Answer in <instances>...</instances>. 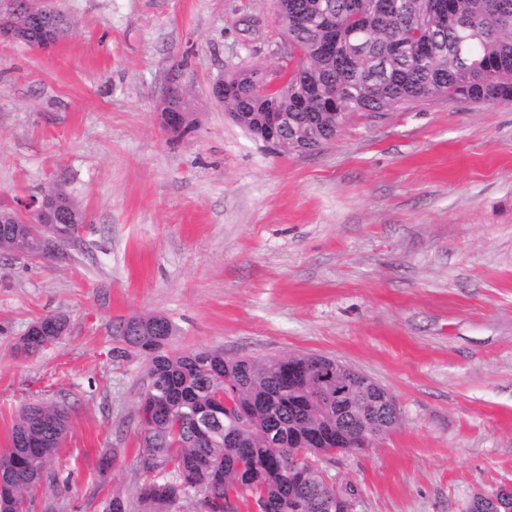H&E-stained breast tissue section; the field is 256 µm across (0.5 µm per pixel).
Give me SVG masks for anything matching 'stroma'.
Wrapping results in <instances>:
<instances>
[{
	"label": "stroma",
	"instance_id": "1",
	"mask_svg": "<svg viewBox=\"0 0 512 512\" xmlns=\"http://www.w3.org/2000/svg\"><path fill=\"white\" fill-rule=\"evenodd\" d=\"M72 33L0 40V203L52 188L85 209L73 259L0 251V451L20 409L67 406L34 512L135 500L145 361L115 322L162 314L169 348L337 359L389 390L399 424L322 461L357 512H465L512 481V104L441 97L352 114L309 154L281 153L210 95L228 73L276 80V0H53ZM193 114L160 117L172 75ZM60 315L63 340L20 336ZM35 322L41 325V328L37 327V329L40 332L42 329L48 336H22L16 348L27 355H35L42 351L46 340L51 341V344L58 343L68 328L67 319L61 316H46ZM40 332H38L39 335H41Z\"/></svg>",
	"mask_w": 512,
	"mask_h": 512
}]
</instances>
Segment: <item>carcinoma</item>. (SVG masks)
I'll use <instances>...</instances> for the list:
<instances>
[{"instance_id": "obj_1", "label": "carcinoma", "mask_w": 512, "mask_h": 512, "mask_svg": "<svg viewBox=\"0 0 512 512\" xmlns=\"http://www.w3.org/2000/svg\"><path fill=\"white\" fill-rule=\"evenodd\" d=\"M37 0H0V23L16 31L21 42L47 49L71 28L64 14L36 6ZM277 0L276 21L288 39V81L266 97L261 70L243 71L224 81V110L235 124L260 139V113L287 112L297 126L327 113L339 126L355 112L382 115L409 102L448 97L473 104L512 103V0ZM310 18L290 22L294 14ZM334 19L330 32L336 54L321 50L324 17ZM47 214L23 223L11 207L0 206V250L34 257L17 248L32 239L38 225H60L57 247L43 257L66 259L79 241L66 224L86 221V213L65 192ZM43 335L23 336L17 349L35 355L45 341L57 343L68 322L61 316L38 319ZM177 330L160 315L137 316L112 325V336L125 350L146 362L148 383L140 410L139 470L151 486L138 490V512H237V504L267 512H294L299 499L307 512H325L323 501L337 494L342 504L357 497L354 485L331 488L319 463L338 452L358 449L359 421L382 411L389 391L365 380L351 392L345 414L314 375L312 355L287 353L265 359L230 358L224 349L201 347L170 352ZM225 411H251L250 423L202 437L196 417L216 401ZM69 428L65 406L38 402L25 406L13 424L7 449L0 454V488L9 489L24 512H32L34 489L59 483L52 464ZM305 480L294 483L290 471ZM134 505L112 496V512H133Z\"/></svg>"}]
</instances>
